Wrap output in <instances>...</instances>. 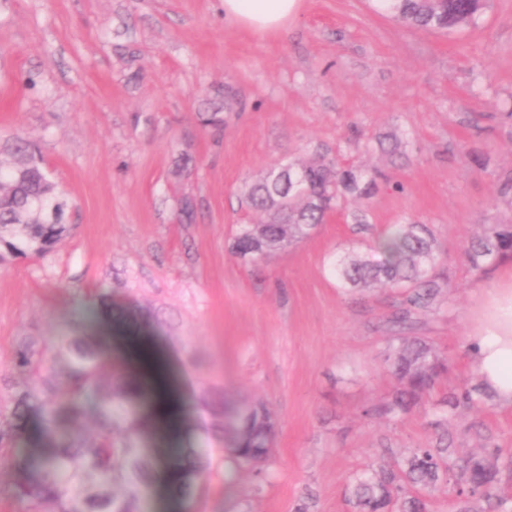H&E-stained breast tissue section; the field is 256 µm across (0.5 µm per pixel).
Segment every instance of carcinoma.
Returning <instances> with one entry per match:
<instances>
[{
	"instance_id": "carcinoma-1",
	"label": "carcinoma",
	"mask_w": 512,
	"mask_h": 512,
	"mask_svg": "<svg viewBox=\"0 0 512 512\" xmlns=\"http://www.w3.org/2000/svg\"><path fill=\"white\" fill-rule=\"evenodd\" d=\"M375 11L414 29L452 32L477 23L488 0H371ZM286 180L264 174L243 184L242 198L260 215L239 224L232 249L239 257L261 258L312 235L328 214L350 199H367L379 173L360 165L342 166L335 157L289 160ZM58 184L42 162L37 145L16 137L0 146V253L30 256L27 237L12 225L24 224L51 252L69 227L50 220L51 203L59 201ZM471 271L483 274L493 264L512 259V224H492L463 246ZM438 255L427 225L409 220L378 238L363 252L339 256L331 272L342 288L366 290L375 285L399 291L400 307L391 322L411 332L420 317L454 300L459 286L437 273ZM102 346L84 336L24 342L15 356L22 389L8 395L0 387V456L11 461V493L29 503L32 512H139L142 492L158 478L162 462L137 445L144 421L119 412L126 391L122 377L101 373ZM395 387L388 399L365 415L395 420L429 400L438 380L448 373V360L425 336H395L389 356ZM493 394L480 380L450 388L431 402L434 442L410 448L393 464L350 477L349 495L357 512H428V496L444 483L457 512H512V496L499 491L501 465L512 468V456L488 441L461 458L448 436L456 415L486 406ZM41 414L40 443L35 457L19 455L31 411ZM93 412L97 434L88 439L75 426ZM219 425L232 441V458L240 466L259 469L270 459L276 421L263 403L239 407ZM208 449L189 447L170 463L176 489L185 495L212 471Z\"/></svg>"
}]
</instances>
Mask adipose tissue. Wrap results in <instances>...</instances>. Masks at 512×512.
Masks as SVG:
<instances>
[{"label":"adipose tissue","mask_w":512,"mask_h":512,"mask_svg":"<svg viewBox=\"0 0 512 512\" xmlns=\"http://www.w3.org/2000/svg\"><path fill=\"white\" fill-rule=\"evenodd\" d=\"M301 0H224V16L259 35L281 29L300 8ZM480 319L468 337L472 371L512 408V276L475 289Z\"/></svg>","instance_id":"adipose-tissue-1"}]
</instances>
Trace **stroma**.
Here are the masks:
<instances>
[{
    "label": "stroma",
    "instance_id": "35a3bbf8",
    "mask_svg": "<svg viewBox=\"0 0 512 512\" xmlns=\"http://www.w3.org/2000/svg\"><path fill=\"white\" fill-rule=\"evenodd\" d=\"M217 107L223 127L203 125ZM394 132L406 151L361 150V136ZM17 134L39 145L71 231L49 254L0 265V375L15 377L25 339L77 332L122 362L115 327L147 338L184 396L178 447L211 449L218 466L201 497L156 481L142 512H354L350 474L433 440L428 408L395 423L365 415L394 385L397 294L346 292L330 272L401 218L427 224L460 287L416 327L448 358L437 390L472 380V291L503 268L474 274L462 246L512 222V0L448 34L368 0H301L265 36L225 20L223 0H0V141ZM315 151L383 173L368 226L334 212L310 238L240 258L232 236L256 220L243 181ZM104 293L130 316L106 315ZM219 400L273 412L262 471L237 466L214 432ZM448 432L463 453L486 436L512 449V409L465 413Z\"/></svg>",
    "mask_w": 512,
    "mask_h": 512
}]
</instances>
